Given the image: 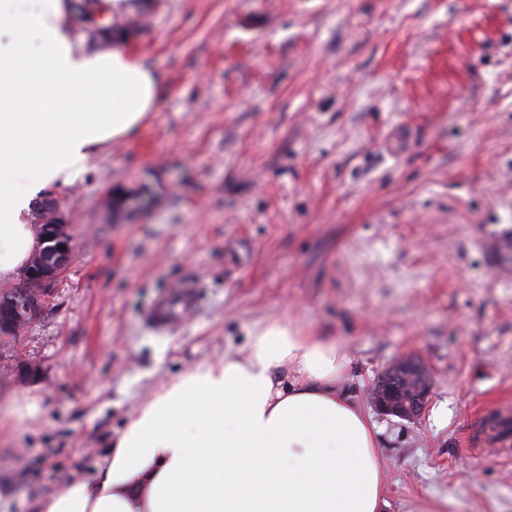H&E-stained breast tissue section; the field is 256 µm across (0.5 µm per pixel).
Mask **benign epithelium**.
<instances>
[{
    "mask_svg": "<svg viewBox=\"0 0 512 512\" xmlns=\"http://www.w3.org/2000/svg\"><path fill=\"white\" fill-rule=\"evenodd\" d=\"M74 22L89 25L100 37L112 39V24L101 13L90 17L84 11L83 0H77ZM38 223L40 233L54 241L43 253L32 257L24 268L29 288L28 300L16 310L20 323L35 319L44 306L51 288L65 273L73 257L71 237L57 203L49 199L41 205ZM383 388H373L372 399L381 411L407 420L418 418L424 410L433 383V370L420 356L402 355L395 359L378 378Z\"/></svg>",
    "mask_w": 512,
    "mask_h": 512,
    "instance_id": "benign-epithelium-1",
    "label": "benign epithelium"
}]
</instances>
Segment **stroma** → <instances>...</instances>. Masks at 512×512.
I'll return each mask as SVG.
<instances>
[{
	"instance_id": "obj_1",
	"label": "stroma",
	"mask_w": 512,
	"mask_h": 512,
	"mask_svg": "<svg viewBox=\"0 0 512 512\" xmlns=\"http://www.w3.org/2000/svg\"><path fill=\"white\" fill-rule=\"evenodd\" d=\"M131 18L157 102L46 190L74 255L0 337V400L39 407L0 429V481L30 499L84 476L160 381L283 319L347 345L365 403L398 356L432 367L419 418L373 414L385 512H512V0H161ZM144 188L148 208L111 210ZM177 293V301L166 299L156 306L152 316L153 322L163 325L175 321L178 318L180 314L179 307L184 304L186 297H188L189 289H181Z\"/></svg>"
}]
</instances>
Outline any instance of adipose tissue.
Wrapping results in <instances>:
<instances>
[{
	"instance_id": "1",
	"label": "adipose tissue",
	"mask_w": 512,
	"mask_h": 512,
	"mask_svg": "<svg viewBox=\"0 0 512 512\" xmlns=\"http://www.w3.org/2000/svg\"><path fill=\"white\" fill-rule=\"evenodd\" d=\"M70 0H0V281L40 249V192L133 137L158 78L113 42L88 47ZM348 348L285 321L246 354L160 385L87 475L34 499L0 485V512H381L387 471L364 404L339 386Z\"/></svg>"
}]
</instances>
